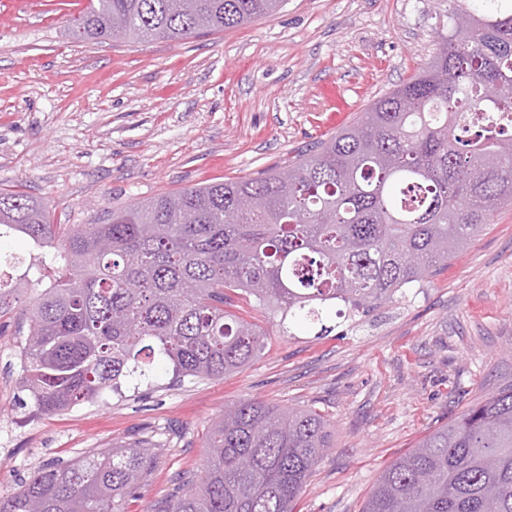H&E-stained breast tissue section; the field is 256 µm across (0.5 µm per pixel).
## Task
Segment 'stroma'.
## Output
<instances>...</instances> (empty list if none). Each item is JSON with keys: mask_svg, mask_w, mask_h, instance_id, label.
Here are the masks:
<instances>
[{"mask_svg": "<svg viewBox=\"0 0 512 512\" xmlns=\"http://www.w3.org/2000/svg\"><path fill=\"white\" fill-rule=\"evenodd\" d=\"M84 0H0V189L43 201L55 223L288 164L353 124L432 59L455 0H286L250 25L186 41L69 39ZM267 333L261 356L218 380L152 384L42 415L0 328V496L43 464L144 438L163 454L125 512H152L178 472L200 471L203 436L228 401L312 408L334 446L296 512H360L380 473L468 405L512 386V207L406 299L327 331Z\"/></svg>", "mask_w": 512, "mask_h": 512, "instance_id": "35a3bbf8", "label": "stroma"}]
</instances>
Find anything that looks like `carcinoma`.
Segmentation results:
<instances>
[{
    "label": "carcinoma",
    "instance_id": "cac0c4a2",
    "mask_svg": "<svg viewBox=\"0 0 512 512\" xmlns=\"http://www.w3.org/2000/svg\"><path fill=\"white\" fill-rule=\"evenodd\" d=\"M285 0H87L80 41H180L277 14ZM512 206V0L448 12L432 60L352 125L286 166L114 207L94 224H55L21 190L0 191V238L37 254L0 273V328L28 327L22 385L62 413L122 384L222 378L256 360L266 333L235 300L279 318H354L448 268ZM38 289L18 305L19 296ZM188 471L154 512H293L330 448L313 409L256 399L224 405ZM160 443L98 448L47 463L0 512H123ZM361 512H512V387L468 407L383 471Z\"/></svg>",
    "mask_w": 512,
    "mask_h": 512
}]
</instances>
